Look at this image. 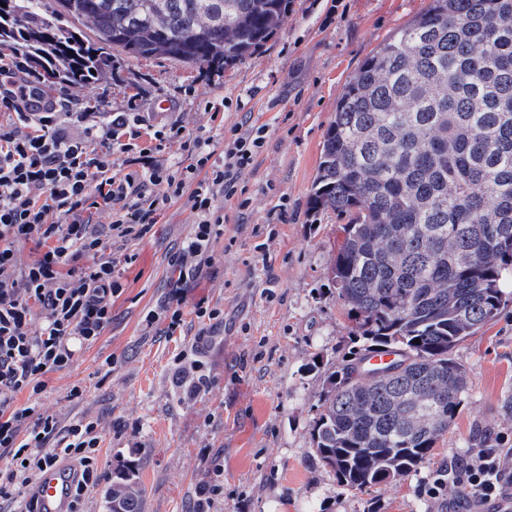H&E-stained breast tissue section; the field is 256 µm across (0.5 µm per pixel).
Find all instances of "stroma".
<instances>
[{"label": "stroma", "instance_id": "35a3bbf8", "mask_svg": "<svg viewBox=\"0 0 512 512\" xmlns=\"http://www.w3.org/2000/svg\"><path fill=\"white\" fill-rule=\"evenodd\" d=\"M293 0L284 22L257 54L205 76L163 59L122 61L120 80L96 82L115 112H140L155 127L178 123L212 137L236 127L268 126L267 142L241 179L249 205L224 201L216 261L187 285L181 331L147 329L145 317L169 290L167 262L191 229L189 209L165 207L157 224L126 252L133 261L112 305V324L71 366L47 374L37 396L19 404L65 421L102 424L99 464L134 467L142 512H192L200 485L220 480L211 512H446L449 499L473 500L453 486L435 499L428 487L453 457L468 454L476 429L512 448V284L498 319L468 338L455 357L469 373L454 426L409 476L362 491L341 486L312 457L311 430L326 376L355 331L328 268L345 214L313 210L309 193L324 134L352 73L389 34L429 0ZM224 104L210 120L207 102ZM287 212H280V204ZM221 315L206 339L198 303ZM201 345L199 362L184 359ZM183 358L187 382L174 381ZM206 380L189 394L187 383ZM79 396H72L73 387Z\"/></svg>", "mask_w": 512, "mask_h": 512}]
</instances>
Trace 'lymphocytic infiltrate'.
Instances as JSON below:
<instances>
[{
	"mask_svg": "<svg viewBox=\"0 0 512 512\" xmlns=\"http://www.w3.org/2000/svg\"><path fill=\"white\" fill-rule=\"evenodd\" d=\"M89 83L60 78L49 91L26 50L0 52V512H33V477L54 461H74L79 474L74 512H85L91 490L105 478L99 467L100 422L67 424L21 405V393L45 389V375L65 370L112 323V300L123 268L115 247L147 234L161 210L184 202L192 230L168 265L173 289L146 316L174 333L184 323L182 286L215 262L213 245L224 233L218 199L238 192L243 173L265 144L267 125L234 129L223 149L212 139L158 130L141 145L142 120L127 112H80ZM178 144L188 165L154 158ZM123 152L116 163L115 152ZM39 255L22 262L20 244ZM466 484L479 500L512 490V448H482L449 464L429 489Z\"/></svg>",
	"mask_w": 512,
	"mask_h": 512,
	"instance_id": "1",
	"label": "lymphocytic infiltrate"
}]
</instances>
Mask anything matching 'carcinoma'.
Segmentation results:
<instances>
[{
    "instance_id": "cac0c4a2",
    "label": "carcinoma",
    "mask_w": 512,
    "mask_h": 512,
    "mask_svg": "<svg viewBox=\"0 0 512 512\" xmlns=\"http://www.w3.org/2000/svg\"><path fill=\"white\" fill-rule=\"evenodd\" d=\"M0 0V46L79 84L117 56L210 73L258 53L291 0ZM315 209L348 213L332 263L357 343L326 378L312 455L364 490L409 475L454 425L468 386L455 348L494 321L512 278V0H430L351 76L325 135ZM391 363L365 368L374 352ZM366 373L365 381L357 376ZM130 468L108 512H141Z\"/></svg>"
}]
</instances>
